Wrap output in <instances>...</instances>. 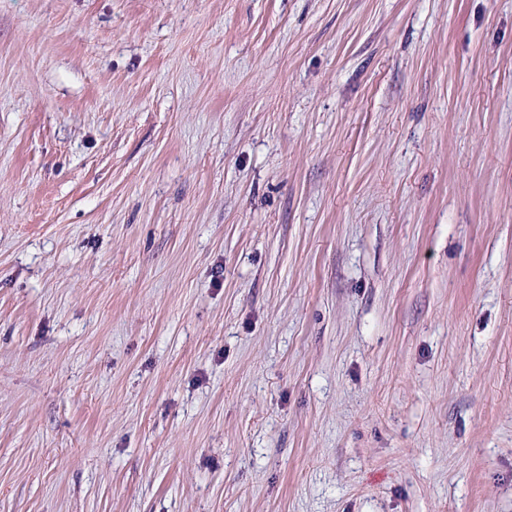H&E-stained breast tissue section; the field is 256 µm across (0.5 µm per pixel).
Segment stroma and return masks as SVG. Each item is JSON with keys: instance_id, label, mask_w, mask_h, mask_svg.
<instances>
[{"instance_id": "35a3bbf8", "label": "stroma", "mask_w": 512, "mask_h": 512, "mask_svg": "<svg viewBox=\"0 0 512 512\" xmlns=\"http://www.w3.org/2000/svg\"><path fill=\"white\" fill-rule=\"evenodd\" d=\"M0 512H512V0H0Z\"/></svg>"}]
</instances>
